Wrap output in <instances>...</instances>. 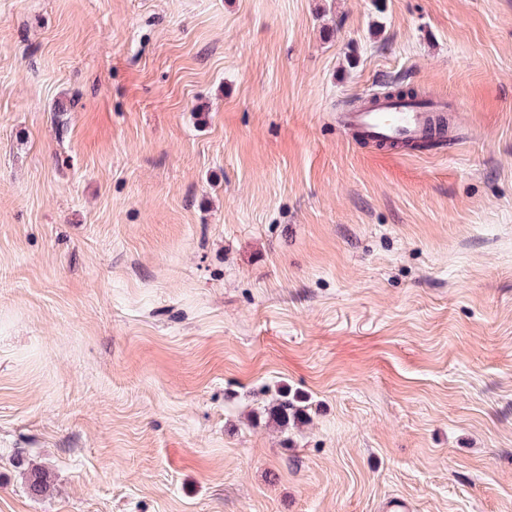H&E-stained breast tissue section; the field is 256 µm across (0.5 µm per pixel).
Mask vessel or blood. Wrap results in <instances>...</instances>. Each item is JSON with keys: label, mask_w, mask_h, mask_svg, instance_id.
Instances as JSON below:
<instances>
[{"label": "vessel or blood", "mask_w": 512, "mask_h": 512, "mask_svg": "<svg viewBox=\"0 0 512 512\" xmlns=\"http://www.w3.org/2000/svg\"><path fill=\"white\" fill-rule=\"evenodd\" d=\"M447 109L438 98H379L365 100L341 116L343 124L362 139L385 146L423 143Z\"/></svg>", "instance_id": "vessel-or-blood-1"}]
</instances>
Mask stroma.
<instances>
[{
  "instance_id": "1",
  "label": "stroma",
  "mask_w": 512,
  "mask_h": 512,
  "mask_svg": "<svg viewBox=\"0 0 512 512\" xmlns=\"http://www.w3.org/2000/svg\"><path fill=\"white\" fill-rule=\"evenodd\" d=\"M394 496L512 512V0H0V512ZM381 87L384 94L398 98L368 99L341 116L342 123L362 139L384 146L421 144L429 129L446 117L448 106L441 99H413L417 92L396 82H385ZM25 487L31 497L46 496L51 488L48 475L41 469L31 468L25 477Z\"/></svg>"
}]
</instances>
